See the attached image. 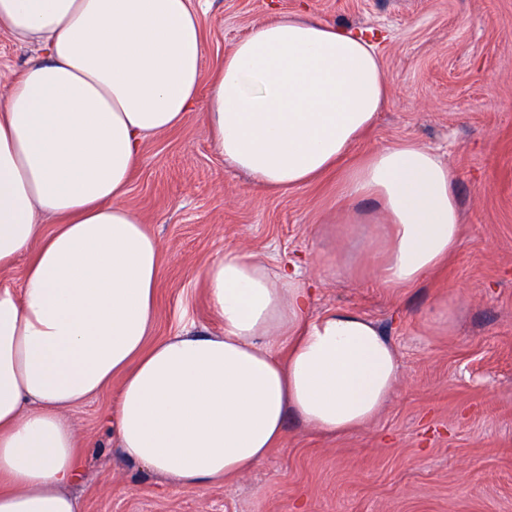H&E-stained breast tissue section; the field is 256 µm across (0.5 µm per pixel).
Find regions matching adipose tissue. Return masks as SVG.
<instances>
[{"label":"adipose tissue","mask_w":512,"mask_h":512,"mask_svg":"<svg viewBox=\"0 0 512 512\" xmlns=\"http://www.w3.org/2000/svg\"><path fill=\"white\" fill-rule=\"evenodd\" d=\"M0 30L37 57L0 99V512H79L70 409L115 389L126 462L170 484L244 476L288 419L337 437L390 402L397 353L360 311L314 316L298 271L230 248L199 272L223 334L150 342L163 248L124 204L142 144L205 116L215 151L262 190L336 171L346 219L374 200L378 279L447 267L462 237L453 177L416 141L350 155L389 100L374 37L272 12L215 72L193 0H0Z\"/></svg>","instance_id":"obj_1"}]
</instances>
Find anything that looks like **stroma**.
I'll list each match as a JSON object with an SVG mask.
<instances>
[{"label":"stroma","instance_id":"stroma-1","mask_svg":"<svg viewBox=\"0 0 512 512\" xmlns=\"http://www.w3.org/2000/svg\"><path fill=\"white\" fill-rule=\"evenodd\" d=\"M268 0H195L205 66L216 71ZM322 19L379 32L389 103L358 153L418 140L445 161L463 209L460 246L417 287L379 286L366 256L381 217L373 201L343 220L330 172L279 193L213 151L201 113L147 137L125 203L160 239L164 273L154 337L222 332L197 275L224 249L272 267L323 259L358 267L323 282L313 314L352 307L378 324L401 366L383 413L327 439L289 421L250 475L173 487L123 461L111 440V393L71 412L84 443L81 512H512V0H277ZM455 301L453 329L431 313Z\"/></svg>","mask_w":512,"mask_h":512}]
</instances>
